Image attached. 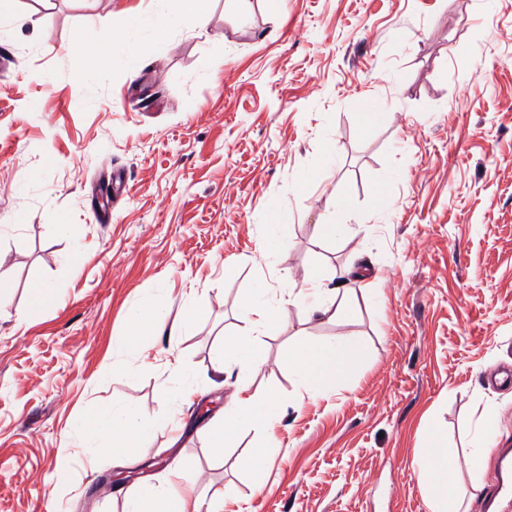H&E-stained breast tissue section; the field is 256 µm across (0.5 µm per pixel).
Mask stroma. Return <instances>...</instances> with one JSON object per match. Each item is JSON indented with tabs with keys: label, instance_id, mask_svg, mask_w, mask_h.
<instances>
[{
	"label": "stroma",
	"instance_id": "35a3bbf8",
	"mask_svg": "<svg viewBox=\"0 0 512 512\" xmlns=\"http://www.w3.org/2000/svg\"><path fill=\"white\" fill-rule=\"evenodd\" d=\"M154 7L18 0L0 24V512H124L130 487L182 458L202 512L216 498L224 512H426L430 423L457 450L462 490L492 489L496 451L512 448V384L488 379L512 363V0H210L204 32L130 27ZM80 27L97 44L127 35L146 64L77 76ZM367 101L381 114L369 126ZM332 194L353 232L323 245ZM277 212L293 231L266 259ZM315 263L329 286L358 273L370 289L348 317L292 306L288 330L261 336L252 387L286 413L259 479L244 460L256 431L221 454L204 434L235 392L214 371L219 334L246 331L238 306L257 278L277 290ZM37 280L58 299L35 311ZM147 293L170 320L189 303L199 317L177 340L125 346ZM297 329L360 341L347 383L302 395L284 362ZM178 363L193 373L186 402ZM114 400L162 423L122 465L73 430ZM479 403L494 448L477 458Z\"/></svg>",
	"mask_w": 512,
	"mask_h": 512
}]
</instances>
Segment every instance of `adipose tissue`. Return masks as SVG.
<instances>
[{
  "instance_id": "adipose-tissue-1",
  "label": "adipose tissue",
  "mask_w": 512,
  "mask_h": 512,
  "mask_svg": "<svg viewBox=\"0 0 512 512\" xmlns=\"http://www.w3.org/2000/svg\"><path fill=\"white\" fill-rule=\"evenodd\" d=\"M207 3L208 0H185L184 8L178 12L159 9L150 14H136L131 23L155 31L174 27L202 31L208 25ZM338 294V289L328 286L327 276L318 266L305 272L301 286L282 288L280 298L271 297L263 279L250 289L240 306V316L249 329L244 333L224 335L214 367L218 374L235 377L237 396L235 401L225 405L223 418L210 425L208 440L211 447L224 449L238 430L265 431L284 416L285 407L277 397L251 390L250 375L264 363L259 338L270 327L287 328L289 306L301 304L309 313L325 315ZM198 316L197 310L189 309L179 321L169 322L165 302L155 295L145 296L128 314L125 343L133 347L140 337L163 332L183 335ZM361 353L360 343L351 337L326 342L302 341L289 349L285 363L306 393L318 394L349 379ZM156 427L153 418L122 402L90 410L74 422L75 431L93 453L116 459L125 458L134 449L150 444ZM421 456L419 481L428 512H462L463 500L453 465L454 452L440 428L427 429ZM169 475V480L162 486L144 481L132 487L127 493L125 512H198L191 487L178 484L184 476L183 466H175Z\"/></svg>"
}]
</instances>
